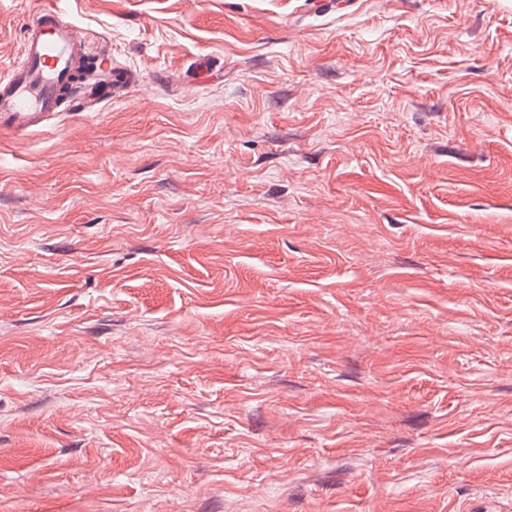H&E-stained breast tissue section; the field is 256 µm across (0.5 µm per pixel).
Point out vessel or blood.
I'll list each match as a JSON object with an SVG mask.
<instances>
[{"instance_id": "b4317fda", "label": "vessel or blood", "mask_w": 512, "mask_h": 512, "mask_svg": "<svg viewBox=\"0 0 512 512\" xmlns=\"http://www.w3.org/2000/svg\"><path fill=\"white\" fill-rule=\"evenodd\" d=\"M86 48L83 29L46 0L24 31L19 59L0 63V132H38L57 117L65 93L75 90L84 101H93L94 86L74 85ZM98 67L100 77L111 79L116 89L135 77L133 69L108 53L100 55Z\"/></svg>"}]
</instances>
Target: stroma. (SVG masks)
Wrapping results in <instances>:
<instances>
[{
	"label": "stroma",
	"mask_w": 512,
	"mask_h": 512,
	"mask_svg": "<svg viewBox=\"0 0 512 512\" xmlns=\"http://www.w3.org/2000/svg\"><path fill=\"white\" fill-rule=\"evenodd\" d=\"M55 2L142 79L0 134V512H512V0Z\"/></svg>",
	"instance_id": "obj_1"
}]
</instances>
